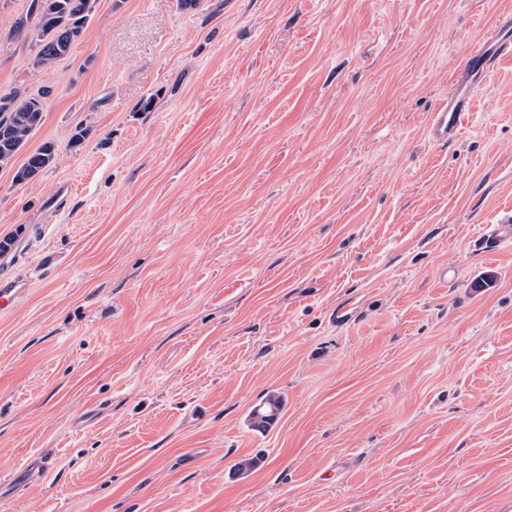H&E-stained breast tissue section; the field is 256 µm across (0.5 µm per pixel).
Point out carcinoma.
<instances>
[{
	"mask_svg": "<svg viewBox=\"0 0 512 512\" xmlns=\"http://www.w3.org/2000/svg\"><path fill=\"white\" fill-rule=\"evenodd\" d=\"M97 0H31L20 27L36 48L33 68L49 69L66 57L96 13ZM52 89L43 86L38 94L0 96V167L11 165L43 122L44 100ZM57 159L54 146L45 143L29 154L14 179L27 183Z\"/></svg>",
	"mask_w": 512,
	"mask_h": 512,
	"instance_id": "cac0c4a2",
	"label": "carcinoma"
}]
</instances>
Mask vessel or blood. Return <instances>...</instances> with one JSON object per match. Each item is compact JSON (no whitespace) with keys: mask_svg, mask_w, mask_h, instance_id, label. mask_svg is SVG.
<instances>
[{"mask_svg":"<svg viewBox=\"0 0 512 512\" xmlns=\"http://www.w3.org/2000/svg\"><path fill=\"white\" fill-rule=\"evenodd\" d=\"M458 55L465 64L464 71L451 77L450 92L432 113L428 127L429 137L436 144H448L469 122L470 94L462 81L463 75L483 77L501 59L512 57V14H501L496 32L482 43L461 39ZM24 286L23 280L0 277V312L13 308L19 302Z\"/></svg>","mask_w":512,"mask_h":512,"instance_id":"1","label":"vessel or blood"}]
</instances>
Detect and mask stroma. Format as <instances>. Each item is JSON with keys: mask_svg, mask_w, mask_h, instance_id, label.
I'll list each match as a JSON object with an SVG mask.
<instances>
[{"mask_svg": "<svg viewBox=\"0 0 512 512\" xmlns=\"http://www.w3.org/2000/svg\"><path fill=\"white\" fill-rule=\"evenodd\" d=\"M29 3L0 95L53 86L57 160L0 169V512H512V58L427 131L512 0H99L42 71ZM512 14L504 12L499 17L498 29L487 40L476 44L463 38L458 45V55L465 63V68L456 72L450 79L451 91L439 107L432 113L428 132L430 140L436 144L446 145L457 138L470 118V94L468 83H463L464 74L470 80L482 78L491 72L503 58L512 57ZM56 159L57 154L54 146L48 143L43 144L29 154L27 162L16 170L14 174L15 181L21 183L32 181L41 171L54 164ZM25 285L20 279L0 277V313L13 308L19 302Z\"/></svg>", "mask_w": 512, "mask_h": 512, "instance_id": "obj_1", "label": "stroma"}]
</instances>
